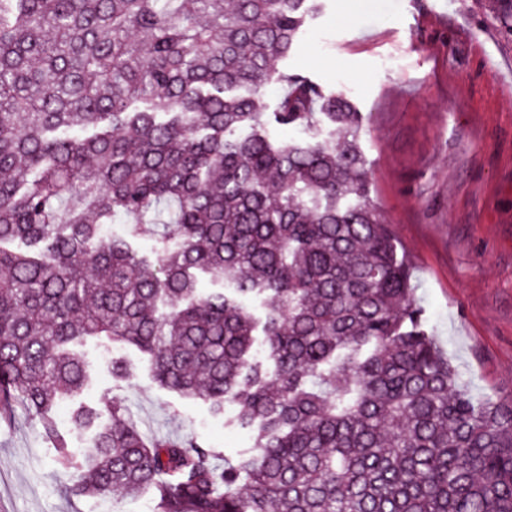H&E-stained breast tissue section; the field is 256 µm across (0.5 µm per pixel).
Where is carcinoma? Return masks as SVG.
<instances>
[{"label":"carcinoma","mask_w":512,"mask_h":512,"mask_svg":"<svg viewBox=\"0 0 512 512\" xmlns=\"http://www.w3.org/2000/svg\"><path fill=\"white\" fill-rule=\"evenodd\" d=\"M322 2L0 0V406L19 399L69 471L50 412L87 380L70 346L106 336L161 387L258 429L221 465L114 403L74 494L151 489L156 512H512V404L473 398L426 329L353 104L278 67ZM494 2L512 35V0ZM273 82L287 91L270 110ZM117 217L126 234L106 235ZM196 270L224 287L199 296Z\"/></svg>","instance_id":"carcinoma-1"}]
</instances>
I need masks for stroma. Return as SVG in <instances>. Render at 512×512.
Returning <instances> with one entry per match:
<instances>
[{"label":"stroma","instance_id":"35a3bbf8","mask_svg":"<svg viewBox=\"0 0 512 512\" xmlns=\"http://www.w3.org/2000/svg\"><path fill=\"white\" fill-rule=\"evenodd\" d=\"M512 67V36L486 0H324L284 66L348 97L360 114L369 195L394 231L414 297L465 389L512 402V92L485 68ZM90 378L52 411L73 463L95 431L75 430L86 407L109 423L120 403L148 436L193 439L221 456L248 455L249 430L200 400L159 387L147 358L92 337L77 347ZM125 361L127 378L112 375ZM38 418L0 423V512H155L152 490L76 496Z\"/></svg>","mask_w":512,"mask_h":512}]
</instances>
